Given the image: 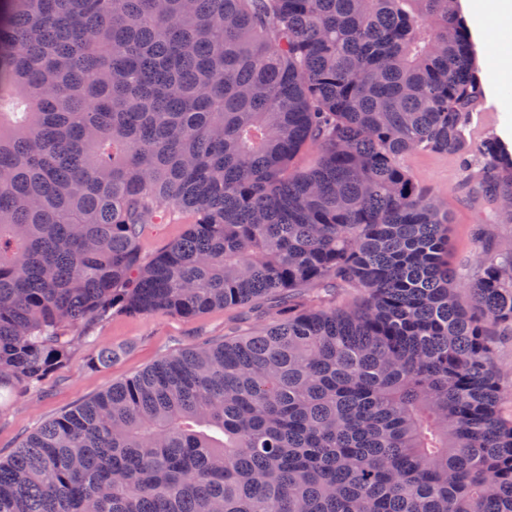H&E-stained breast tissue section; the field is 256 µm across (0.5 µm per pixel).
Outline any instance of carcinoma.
I'll return each instance as SVG.
<instances>
[{
    "label": "carcinoma",
    "instance_id": "obj_1",
    "mask_svg": "<svg viewBox=\"0 0 512 512\" xmlns=\"http://www.w3.org/2000/svg\"><path fill=\"white\" fill-rule=\"evenodd\" d=\"M482 101L455 0H0V389L114 313L279 303L24 436L0 512H512V252L458 282L401 165L476 153L512 224ZM186 227L185 224H161L158 230H154L151 237L141 242L142 253L147 256L155 253L164 243L182 234ZM495 358L498 367L508 382L512 383V336H496ZM505 383L501 401L502 410L506 414L512 412V399L509 395V383Z\"/></svg>",
    "mask_w": 512,
    "mask_h": 512
}]
</instances>
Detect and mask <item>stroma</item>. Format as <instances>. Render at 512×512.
<instances>
[{
	"instance_id": "obj_1",
	"label": "stroma",
	"mask_w": 512,
	"mask_h": 512,
	"mask_svg": "<svg viewBox=\"0 0 512 512\" xmlns=\"http://www.w3.org/2000/svg\"><path fill=\"white\" fill-rule=\"evenodd\" d=\"M473 51L485 98L474 113V140L499 135L512 138V112H502L498 99L512 98V84H506L496 61L497 42L485 19H470ZM403 166L424 189L439 194L452 223L449 227L452 265L461 279L475 271L480 242L491 249L512 251V224H479L470 194L469 168L479 167L478 157L469 164L459 158L427 151H414ZM278 307L273 301L256 305L216 308L193 318L153 312L136 317L115 314L92 325L88 340L79 341L37 391L0 394V457H6L17 442L41 424L95 398L112 383L131 377L158 360L204 341H220L238 332H256L272 321ZM116 350V359L99 364L102 347Z\"/></svg>"
}]
</instances>
